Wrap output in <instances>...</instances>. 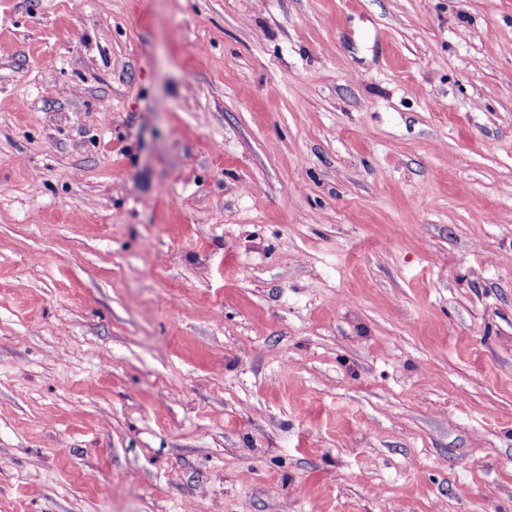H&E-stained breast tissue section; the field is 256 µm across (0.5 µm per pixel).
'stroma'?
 <instances>
[{"label": "stroma", "mask_w": 512, "mask_h": 512, "mask_svg": "<svg viewBox=\"0 0 512 512\" xmlns=\"http://www.w3.org/2000/svg\"><path fill=\"white\" fill-rule=\"evenodd\" d=\"M509 29L0 0V512H512Z\"/></svg>", "instance_id": "1"}]
</instances>
